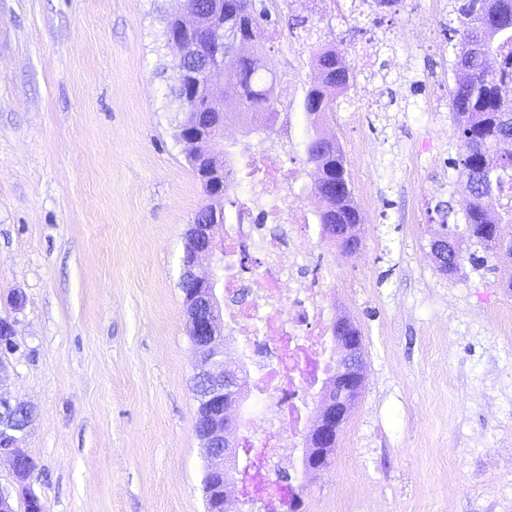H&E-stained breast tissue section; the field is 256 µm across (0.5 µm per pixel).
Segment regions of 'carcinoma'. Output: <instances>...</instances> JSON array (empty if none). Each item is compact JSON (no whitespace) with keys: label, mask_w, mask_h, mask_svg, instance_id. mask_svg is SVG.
<instances>
[{"label":"carcinoma","mask_w":512,"mask_h":512,"mask_svg":"<svg viewBox=\"0 0 512 512\" xmlns=\"http://www.w3.org/2000/svg\"><path fill=\"white\" fill-rule=\"evenodd\" d=\"M236 16L224 15V26L237 25L242 31L243 43L255 44L261 39L271 21L265 0H238ZM461 49L456 67L461 75L450 94L453 120L462 147L461 181L470 197L465 211V227L449 225L451 209L439 203L440 230L435 238H442L452 245L460 260H468L472 270L490 271L499 263L512 262V248L503 249L502 220L492 219L484 207V198L493 191L503 190V178L512 171V124L504 115L512 117V97H504L503 87L512 84V24L498 25L494 17H512V0H464L457 8ZM482 35L483 45L500 59L499 67L490 71L487 57L470 49L477 35ZM208 33L203 32L198 42L191 45L186 65L202 69L207 55L201 46L207 43ZM320 78L306 93L304 112L311 128L317 120L334 110L336 91L350 86L354 79L346 59L334 49L319 51L313 58ZM223 86L224 98H235L241 111L250 116L270 114L276 110L274 81L267 80L260 72L258 59L240 55L233 58L224 73L215 80H206L197 87L199 112L208 111V100L218 86ZM320 136L313 134L305 143L306 161L315 171L312 192L318 197L321 209L317 215L320 234L334 242L347 254L357 252L361 246L363 219L353 203L352 191L336 192V185L348 181L345 160L340 148L320 151ZM478 247L479 256L471 251ZM336 343V364L356 360L353 383L346 395L348 406H353L364 383L363 337L359 327L351 320L336 327L332 333ZM33 411L18 400L0 401L1 424H23L31 420Z\"/></svg>","instance_id":"1"}]
</instances>
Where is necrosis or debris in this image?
<instances>
[{"instance_id":"1","label":"necrosis or debris","mask_w":512,"mask_h":512,"mask_svg":"<svg viewBox=\"0 0 512 512\" xmlns=\"http://www.w3.org/2000/svg\"><path fill=\"white\" fill-rule=\"evenodd\" d=\"M301 169L284 167L278 151L243 145L224 164V192L234 195L235 210L224 226V327L248 334L241 364L250 388L279 395L280 405L248 414L251 427L265 434L261 460L263 485L275 488L280 503L291 501L290 470L304 431L302 415L315 401L313 390L328 378L332 340L325 330L328 308L320 278L307 276L311 257V212L290 204ZM259 179L257 193H241L244 181ZM264 262L246 293H237L231 273L249 253Z\"/></svg>"}]
</instances>
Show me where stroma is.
<instances>
[{
  "mask_svg": "<svg viewBox=\"0 0 512 512\" xmlns=\"http://www.w3.org/2000/svg\"><path fill=\"white\" fill-rule=\"evenodd\" d=\"M181 0H0V318L14 320L0 386L35 419L21 444L45 512H205L194 349L178 286L186 233L208 198L174 138L179 54L164 34ZM261 53L280 62L292 116L282 158L306 165L302 102L314 54L336 44L355 75L334 128L363 209L365 265L334 267L313 240L331 316L361 329L365 386L331 465L295 467L300 512H512V281L430 243L447 202L464 221L449 107L452 0H338L323 18L272 8ZM311 39H302L305 29ZM380 40L381 64L362 49ZM381 105L365 110L360 85ZM23 298L13 310L12 294Z\"/></svg>",
  "mask_w": 512,
  "mask_h": 512,
  "instance_id": "35a3bbf8",
  "label": "stroma"
}]
</instances>
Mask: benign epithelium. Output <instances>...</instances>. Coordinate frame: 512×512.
I'll use <instances>...</instances> for the list:
<instances>
[{
  "instance_id": "7a95c632",
  "label": "benign epithelium",
  "mask_w": 512,
  "mask_h": 512,
  "mask_svg": "<svg viewBox=\"0 0 512 512\" xmlns=\"http://www.w3.org/2000/svg\"><path fill=\"white\" fill-rule=\"evenodd\" d=\"M209 12L196 10L175 18V26L168 30V40L184 54L185 44L207 28L215 17H224V10L217 6ZM239 39L236 29H227L222 38L208 52L209 65L202 73H193L184 66L180 58L179 76H191L198 81L224 72L225 46L235 44ZM177 139L202 167L204 187L213 200L224 199V150L219 148L223 136L206 137L203 129L197 127V117L187 113L180 126ZM194 248L183 255L179 283L193 289V301L197 306L189 313V327L198 335L194 345L197 362L194 379L207 385L203 403L214 409L209 424L196 432L209 460V472L221 477L223 489H228L234 480L233 474L224 467V459L236 454V442L229 433L237 429L236 421L227 415L229 402L241 397L239 375L243 370L224 360L226 337L224 336V225L217 221L194 225ZM208 261V269L200 271V262ZM346 410L334 402H320L315 409L318 442L329 447L336 441V433ZM28 426H15L9 432H0V460L10 461L16 482L30 479L32 470L27 467L28 456L20 451V442Z\"/></svg>"
}]
</instances>
